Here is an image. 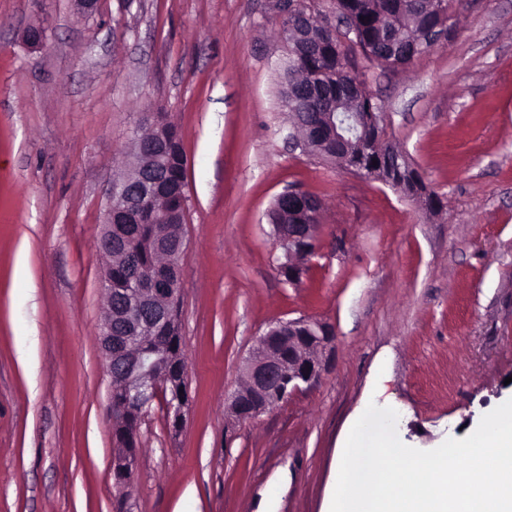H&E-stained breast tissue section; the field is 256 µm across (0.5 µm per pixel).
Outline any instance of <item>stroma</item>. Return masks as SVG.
Returning <instances> with one entry per match:
<instances>
[{"label":"stroma","mask_w":512,"mask_h":512,"mask_svg":"<svg viewBox=\"0 0 512 512\" xmlns=\"http://www.w3.org/2000/svg\"><path fill=\"white\" fill-rule=\"evenodd\" d=\"M281 21L277 0H100L90 15L0 0V512H329L369 402L431 450L512 399V0H466L409 65L356 58L436 213L292 148ZM36 22L40 47L26 38ZM151 112L187 159L189 401L178 429L163 401L149 408L121 494L96 240ZM294 188L322 211L291 284L268 213ZM301 317L334 328L322 377L236 419L256 340Z\"/></svg>","instance_id":"stroma-1"}]
</instances>
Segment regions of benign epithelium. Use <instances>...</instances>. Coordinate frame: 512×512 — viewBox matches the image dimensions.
Instances as JSON below:
<instances>
[{
  "instance_id": "7a95c632",
  "label": "benign epithelium",
  "mask_w": 512,
  "mask_h": 512,
  "mask_svg": "<svg viewBox=\"0 0 512 512\" xmlns=\"http://www.w3.org/2000/svg\"><path fill=\"white\" fill-rule=\"evenodd\" d=\"M282 17L288 21L287 29L298 33L313 27V18L294 10V3L284 0ZM449 29L434 26L426 30L422 44L435 46L446 41ZM322 121L336 128V140L350 146L355 128L359 125L377 127L382 123V112L360 114L346 109L344 112H325ZM168 146L165 131L157 127L148 139L134 137L137 162L116 179L106 195L103 227L98 238L99 252L107 259L104 280H112L113 229L120 224H138L148 216L152 224L167 226L162 238L175 243L165 253V266H173L174 276L168 274L139 277L131 287L119 292L106 289L108 301L118 310L108 308L101 326V346L107 370L115 372L128 398V408L116 426V440L123 451L115 453L112 474L120 489L130 486L137 465L135 451H127L126 439L120 436L125 421L150 405L155 399L173 392L167 404L172 415V426H181L186 412L187 393H179L184 386V369L176 376L164 368L158 355H149L136 349L135 339H151L164 330L172 336L180 335L178 304L182 290L180 263L174 259L184 252L183 223L169 222V212L155 202L163 200L170 189L167 175L162 173L161 162ZM307 216L319 218V213ZM305 216V217H307ZM305 217L294 216L288 225V234L278 232L274 225L277 246L289 261L280 264V273L293 283L304 272L291 258L304 259L315 253L318 245V225L308 224ZM328 323L304 318L280 322L260 336L244 361L247 382L238 389L230 409L235 417L247 420L257 417L270 407L283 401L289 394L318 380L326 369L324 353L334 341Z\"/></svg>"
}]
</instances>
